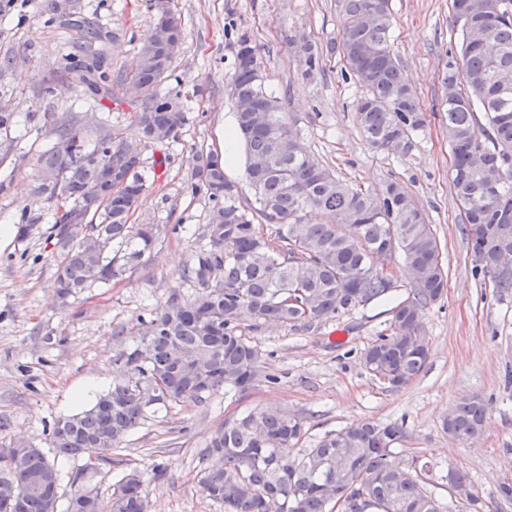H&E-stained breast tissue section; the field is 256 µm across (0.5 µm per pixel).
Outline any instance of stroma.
<instances>
[{
    "instance_id": "stroma-1",
    "label": "stroma",
    "mask_w": 512,
    "mask_h": 512,
    "mask_svg": "<svg viewBox=\"0 0 512 512\" xmlns=\"http://www.w3.org/2000/svg\"><path fill=\"white\" fill-rule=\"evenodd\" d=\"M53 0H0V112L13 116L0 131V443L40 448L61 475L79 460L51 444L54 420L89 408L112 384L113 327L149 316L172 289L191 295L184 273L212 215L204 193L187 187L197 152L224 153L235 116L225 74L237 44L230 30L249 33L260 47L264 84L279 97L303 147L348 183L379 190L402 182L424 210L442 246L448 283L438 303L425 309L429 338L425 370L407 388L391 391L366 371L361 355L387 332L391 309L409 283L402 262L390 299L337 313L308 328L261 325L246 334L262 352L275 385L259 384L235 397L216 392L206 402L151 408L119 450L97 464L90 481L101 498L125 472L166 475L146 485L148 512H224L201 493L200 452L225 419L269 403L304 426L299 449L360 422L399 423L406 437L396 457L428 463V488L449 500L448 472L466 471L482 512H512L499 489L512 485V292L501 294L489 278L473 275L461 209L452 186L447 132L435 111L440 79L456 53L458 32L451 0H391V45L417 91L428 124L405 157L373 152L354 120L360 90L344 75L340 54L328 47L339 37V0H171L184 43L174 59L167 90L180 92L193 120L179 141L142 152L147 191L134 223L157 225L149 256L131 276L57 297L54 209L31 193L40 153L56 140L67 118L89 130L104 124L123 137L133 133V108L125 89L90 98L62 75L64 56L81 36L56 20ZM77 12L99 25L100 48L115 72L130 71L156 14L149 0H72ZM304 37L324 51L322 71L307 76L289 37ZM52 94H45V86ZM29 225L19 237V225ZM489 405L483 433L461 442L443 429L461 399Z\"/></svg>"
}]
</instances>
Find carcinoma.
<instances>
[{
	"label": "carcinoma",
	"mask_w": 512,
	"mask_h": 512,
	"mask_svg": "<svg viewBox=\"0 0 512 512\" xmlns=\"http://www.w3.org/2000/svg\"><path fill=\"white\" fill-rule=\"evenodd\" d=\"M157 19L144 38L134 68L118 76L142 89L134 131L147 143L176 142L189 122L180 95L162 88L173 62L165 48L183 38L181 20L168 4L153 3ZM339 44L362 90L355 119L377 153L404 157L427 124L413 87L390 46L389 0H343ZM460 33L458 56L441 77L443 113L451 152L453 186L464 214L469 250L482 257L474 273L490 277L501 294L512 291V273L498 268L512 257V0H452ZM84 42L65 55L64 74L94 96L108 94L112 75L93 48L101 34L93 22L68 16ZM238 54L225 75L235 106L236 133L245 146L246 177L253 199L240 201L225 177L224 161L197 155L191 192L214 202L206 243L195 252L185 280L187 298L170 292L150 318L112 330V387L90 408L57 418L52 447L67 457L99 460L112 441L119 447L148 410L202 403L219 390L245 393L257 383H278L242 325L310 327L341 310L387 299L398 288L381 260L403 258L411 286L392 309L391 333L362 353L365 369L384 386H409L424 370L429 341L423 311L447 287L438 239L406 187L388 180L379 194L356 189L298 143L278 98L263 84L256 46L237 35ZM296 49L311 75L322 68L318 47L304 38ZM486 124H479L477 113ZM99 155V165L84 158ZM141 151L110 133L88 147L67 121L56 142L37 159L52 175L36 179L35 193L56 204V295L65 299L96 283L108 284L136 270L156 241L154 228L130 223L146 193ZM317 212L322 220L312 223ZM272 229L264 233V228ZM489 411L472 396L458 402L443 427L466 442L479 436ZM302 421L275 405L224 420L207 441L200 467L201 492L224 512H480L472 494L453 510L427 488L428 463L402 466L393 445L405 437L398 423L364 422L325 435L297 455ZM87 469L70 477L66 512H147L146 479L130 472L112 484L109 500L89 490L78 494ZM58 471L40 449L21 448L0 457V512H56Z\"/></svg>",
	"instance_id": "1"
}]
</instances>
